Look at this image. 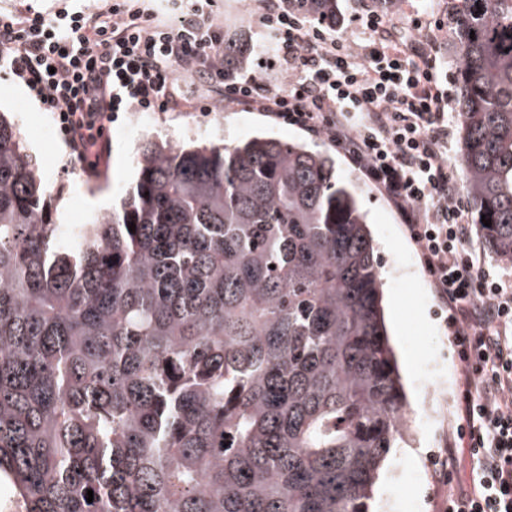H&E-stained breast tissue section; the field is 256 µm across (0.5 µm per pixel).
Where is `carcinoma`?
I'll list each match as a JSON object with an SVG mask.
<instances>
[{
  "label": "carcinoma",
  "mask_w": 512,
  "mask_h": 512,
  "mask_svg": "<svg viewBox=\"0 0 512 512\" xmlns=\"http://www.w3.org/2000/svg\"><path fill=\"white\" fill-rule=\"evenodd\" d=\"M296 2L321 15L337 0ZM452 23L471 211L512 262V0H458ZM245 62L225 41L224 64ZM137 165L119 208L55 224L0 114L4 500L368 512L409 420L357 190L330 156L264 135L145 140Z\"/></svg>",
  "instance_id": "cac0c4a2"
}]
</instances>
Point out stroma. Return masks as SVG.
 <instances>
[{
    "label": "stroma",
    "instance_id": "stroma-1",
    "mask_svg": "<svg viewBox=\"0 0 512 512\" xmlns=\"http://www.w3.org/2000/svg\"><path fill=\"white\" fill-rule=\"evenodd\" d=\"M453 4L454 0H338L337 9L352 32L357 29L353 15L366 7L387 15L397 38L408 36L415 17L442 23L435 55L441 70L453 73L459 66L450 19ZM261 6L262 0H214L213 10L217 24L255 40L259 34L251 17ZM183 83L188 96L210 100L209 109L187 107L153 112L146 118L134 113L113 123L110 149L90 169L64 140L47 136V128L54 125L51 114L41 111L24 86L0 71V112L12 113L27 147L40 162L55 223L73 224L120 204L135 178L136 147L146 139L218 144L264 133L314 151H332L326 140L269 122L259 112L224 108L214 102L212 92L193 88L191 78ZM336 176L357 188L368 215L383 267L386 324L412 409L401 447L392 450L378 472L369 512H403L408 503L416 505V512H444L448 488L436 479L433 457L456 426L459 387L446 313L397 213L344 157L336 159Z\"/></svg>",
    "mask_w": 512,
    "mask_h": 512
}]
</instances>
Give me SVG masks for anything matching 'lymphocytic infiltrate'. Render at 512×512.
I'll list each match as a JSON object with an SVG mask.
<instances>
[{
    "label": "lymphocytic infiltrate",
    "mask_w": 512,
    "mask_h": 512,
    "mask_svg": "<svg viewBox=\"0 0 512 512\" xmlns=\"http://www.w3.org/2000/svg\"><path fill=\"white\" fill-rule=\"evenodd\" d=\"M106 0L94 11L0 12V66L52 114L85 159L108 148L104 131L132 112L186 104L179 72L220 89L228 107L265 113L325 138L395 208L443 308L459 362L456 435L477 470L448 494L447 512H512V284L467 248L468 209L448 164L449 81L430 30L388 34L385 14L359 26L367 42L336 36L338 17L316 21L274 0L258 16L266 50L288 76L272 87L262 69L224 66L213 0Z\"/></svg>",
    "instance_id": "1"
}]
</instances>
